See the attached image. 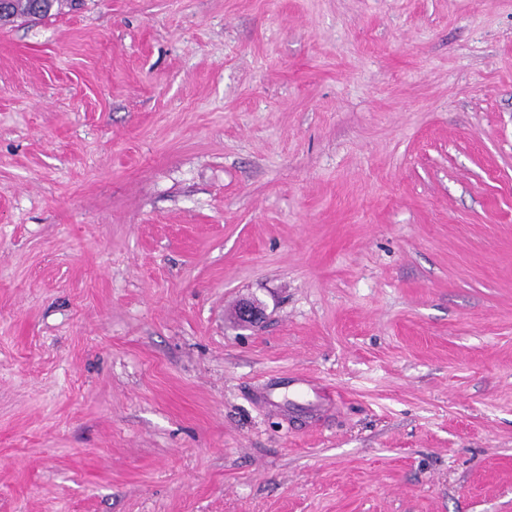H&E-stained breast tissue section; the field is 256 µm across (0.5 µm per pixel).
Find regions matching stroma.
<instances>
[{"label":"stroma","instance_id":"obj_1","mask_svg":"<svg viewBox=\"0 0 512 512\" xmlns=\"http://www.w3.org/2000/svg\"><path fill=\"white\" fill-rule=\"evenodd\" d=\"M0 512H512V0L0 27Z\"/></svg>","mask_w":512,"mask_h":512}]
</instances>
